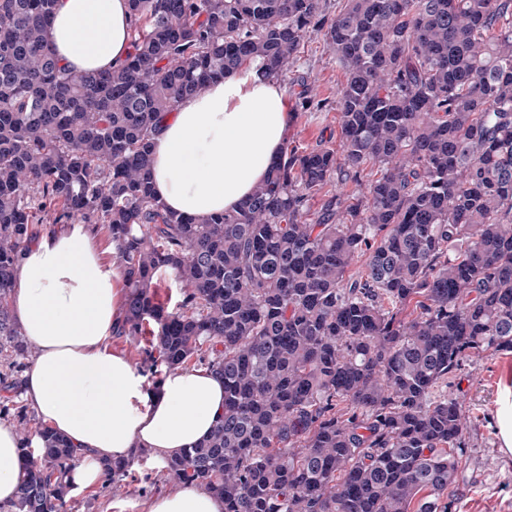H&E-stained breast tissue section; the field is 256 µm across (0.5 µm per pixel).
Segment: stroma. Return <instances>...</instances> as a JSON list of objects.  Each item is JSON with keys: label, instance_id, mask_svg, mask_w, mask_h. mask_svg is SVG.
Returning a JSON list of instances; mask_svg holds the SVG:
<instances>
[{"label": "stroma", "instance_id": "stroma-1", "mask_svg": "<svg viewBox=\"0 0 512 512\" xmlns=\"http://www.w3.org/2000/svg\"><path fill=\"white\" fill-rule=\"evenodd\" d=\"M344 74L328 50L322 33L307 34L304 45L284 80L292 113L288 133L299 150L319 144L337 146L339 111L336 104ZM326 100L320 112L301 110L303 90ZM512 386V352H497L466 361L449 388L469 421L462 450L461 473L449 498L450 512H512V455L502 454L495 432V398ZM125 495L96 487L75 492L70 512H143L145 501L174 484L162 466L145 459L135 466Z\"/></svg>", "mask_w": 512, "mask_h": 512}]
</instances>
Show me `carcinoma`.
<instances>
[{
  "label": "carcinoma",
  "instance_id": "carcinoma-1",
  "mask_svg": "<svg viewBox=\"0 0 512 512\" xmlns=\"http://www.w3.org/2000/svg\"><path fill=\"white\" fill-rule=\"evenodd\" d=\"M57 0H0V390L30 354L9 298L41 214L106 230L124 279L115 335L158 389L224 380L210 434L165 461L224 512H448L465 415L446 388L512 351V0H129L110 70L59 62ZM311 30L344 73L339 148H285L231 213L154 194V136L185 97L242 66L288 74ZM346 193L313 195L335 177ZM366 257L364 270L352 266ZM175 271V309L156 277ZM12 512H66L76 450L27 405ZM135 459L103 464L118 495Z\"/></svg>",
  "mask_w": 512,
  "mask_h": 512
}]
</instances>
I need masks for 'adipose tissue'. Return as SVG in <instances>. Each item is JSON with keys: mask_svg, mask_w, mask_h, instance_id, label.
<instances>
[{"mask_svg": "<svg viewBox=\"0 0 512 512\" xmlns=\"http://www.w3.org/2000/svg\"><path fill=\"white\" fill-rule=\"evenodd\" d=\"M128 0H59L47 40L67 67L109 70L129 53ZM291 114L286 89L249 65L181 100L154 138L153 183L169 210L190 217L238 209L285 145ZM125 290L117 265L102 257L84 224L43 235L16 264L13 318L33 354L25 399L77 450L69 482L99 485L102 464L140 448L160 461L212 429L224 385L205 367L167 372L158 392L112 349ZM21 471L20 438L0 423V512H10ZM144 512H224L222 500L180 484Z\"/></svg>", "mask_w": 512, "mask_h": 512, "instance_id": "ef3b65f1", "label": "adipose tissue"}]
</instances>
